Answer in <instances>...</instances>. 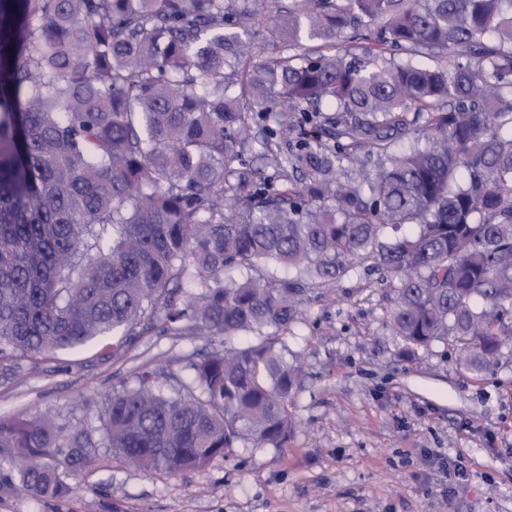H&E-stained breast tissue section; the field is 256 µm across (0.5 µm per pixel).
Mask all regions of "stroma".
Wrapping results in <instances>:
<instances>
[{"instance_id": "35a3bbf8", "label": "stroma", "mask_w": 512, "mask_h": 512, "mask_svg": "<svg viewBox=\"0 0 512 512\" xmlns=\"http://www.w3.org/2000/svg\"><path fill=\"white\" fill-rule=\"evenodd\" d=\"M379 272L356 270L303 306L285 342L301 364L287 447L247 440L200 472L149 475L102 461L65 501L0 497V512H512V341L482 373L458 347L406 350L386 319ZM220 336L138 337L122 359L101 346L0 363V417L51 414L101 430L103 398L164 370L165 394ZM459 461L449 480L441 460Z\"/></svg>"}]
</instances>
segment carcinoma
Masks as SVG:
<instances>
[{"label": "carcinoma", "mask_w": 512, "mask_h": 512, "mask_svg": "<svg viewBox=\"0 0 512 512\" xmlns=\"http://www.w3.org/2000/svg\"><path fill=\"white\" fill-rule=\"evenodd\" d=\"M261 26L250 0H0V360L224 337L174 395L149 368L113 391L99 438L0 418L1 496L64 499L102 448L170 475L248 435L284 447L282 337L358 264L406 349L498 354L474 304L512 309V0H291L270 57ZM256 107L278 123L261 167Z\"/></svg>", "instance_id": "1"}]
</instances>
